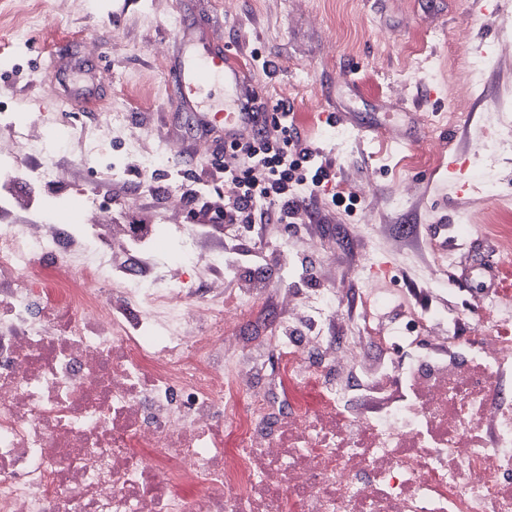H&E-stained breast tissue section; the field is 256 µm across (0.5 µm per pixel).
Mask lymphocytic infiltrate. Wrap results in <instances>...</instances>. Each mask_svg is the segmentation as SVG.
Returning a JSON list of instances; mask_svg holds the SVG:
<instances>
[{
    "instance_id": "lymphocytic-infiltrate-1",
    "label": "lymphocytic infiltrate",
    "mask_w": 512,
    "mask_h": 512,
    "mask_svg": "<svg viewBox=\"0 0 512 512\" xmlns=\"http://www.w3.org/2000/svg\"><path fill=\"white\" fill-rule=\"evenodd\" d=\"M288 110L261 117L257 129L224 142V206L217 216L225 225L261 232L276 219L295 223L328 183V166L312 150L299 146L300 134Z\"/></svg>"
}]
</instances>
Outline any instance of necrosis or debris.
Returning a JSON list of instances; mask_svg holds the SVG:
<instances>
[{
  "mask_svg": "<svg viewBox=\"0 0 512 512\" xmlns=\"http://www.w3.org/2000/svg\"><path fill=\"white\" fill-rule=\"evenodd\" d=\"M66 120L18 143L10 172L37 154L35 181ZM89 220L0 225V512H512V332L464 336L437 307L366 289L340 335L336 291L280 304L309 320L275 322L261 344L288 380L316 383L317 406L281 407L252 377L238 329L263 292L228 294L166 281L165 269L224 265L169 225L177 253L112 272L135 236H103L110 212L82 196ZM512 202L465 212L459 240L481 228L512 260ZM58 271L46 283L43 267ZM395 304L403 327H383ZM237 446L226 450L225 434Z\"/></svg>",
  "mask_w": 512,
  "mask_h": 512,
  "instance_id": "1",
  "label": "necrosis or debris"
}]
</instances>
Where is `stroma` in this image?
Instances as JSON below:
<instances>
[{
    "label": "stroma",
    "instance_id": "1",
    "mask_svg": "<svg viewBox=\"0 0 512 512\" xmlns=\"http://www.w3.org/2000/svg\"><path fill=\"white\" fill-rule=\"evenodd\" d=\"M469 0H43L49 17L45 30L29 43H0V156L11 153L21 135L50 129L64 97L82 87L88 106L70 130L52 165L49 182L28 181L18 170L6 221L36 224L71 212L81 191L112 210V221L136 219L150 224H192L191 209L224 191L223 130L207 131L200 112H172L166 88L175 80L173 66L185 46L181 32L206 36L247 65L249 88L266 108L287 102L306 143L331 161L336 182L326 185L314 208L323 221L304 219L281 231L279 240L242 236L246 250L265 253V265L240 268L238 280L267 285L263 307L238 332L251 346L265 335L279 314L280 291H339L340 315L354 308L371 263H389L388 275L373 276L393 292L417 304L442 302L461 317L463 333H473L481 295L475 280L496 281L500 294L512 296V265L499 264L495 241L473 234L459 243L454 233L462 212L493 208L497 197H512V144L485 161L476 144L512 131V54L484 70L463 115L452 124L429 130L425 115L451 112L457 94L448 80L449 59L475 58L504 40L512 42V0H499L498 13L470 10ZM465 30L468 39L449 44L447 35ZM98 45L88 51L84 38ZM259 50L269 68L251 63ZM72 56L52 81L43 77L52 53ZM344 120L322 122L335 106ZM113 112L127 115L126 126L109 121ZM394 129L398 141L383 132ZM140 137L127 149L128 130ZM441 143L443 162L405 166L402 155L421 150L428 136ZM161 142H173L180 157L169 166L145 170L144 155ZM111 154L123 179L106 180L91 148ZM466 162L464 182L448 177L447 156ZM156 191L127 207L126 197L143 178ZM489 180L495 196L478 192ZM417 192L398 202L404 184ZM355 193L353 212L334 206L333 191ZM373 227L363 237L360 225ZM287 241L282 255L279 241ZM441 243L455 261L435 280L421 279L427 245Z\"/></svg>",
    "mask_w": 512,
    "mask_h": 512
}]
</instances>
